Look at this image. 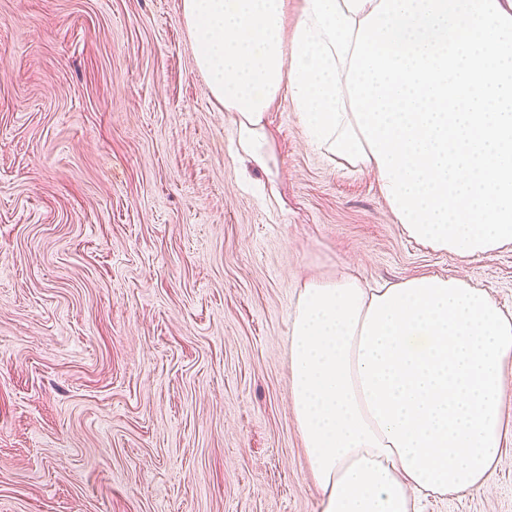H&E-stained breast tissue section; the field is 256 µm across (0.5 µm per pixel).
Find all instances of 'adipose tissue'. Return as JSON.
Returning a JSON list of instances; mask_svg holds the SVG:
<instances>
[{
    "instance_id": "adipose-tissue-1",
    "label": "adipose tissue",
    "mask_w": 512,
    "mask_h": 512,
    "mask_svg": "<svg viewBox=\"0 0 512 512\" xmlns=\"http://www.w3.org/2000/svg\"><path fill=\"white\" fill-rule=\"evenodd\" d=\"M198 72L244 169L276 192L267 113L374 176L409 240L483 256L512 243V0H182ZM290 399L320 512H416L485 487L512 420V311L460 277L305 282Z\"/></svg>"
}]
</instances>
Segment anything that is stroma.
<instances>
[{
	"instance_id": "35a3bbf8",
	"label": "stroma",
	"mask_w": 512,
	"mask_h": 512,
	"mask_svg": "<svg viewBox=\"0 0 512 512\" xmlns=\"http://www.w3.org/2000/svg\"><path fill=\"white\" fill-rule=\"evenodd\" d=\"M181 7L0 0V512H319L289 397L302 284L462 277L512 309V245L410 242L284 99L263 199ZM422 510L512 512V444Z\"/></svg>"
}]
</instances>
